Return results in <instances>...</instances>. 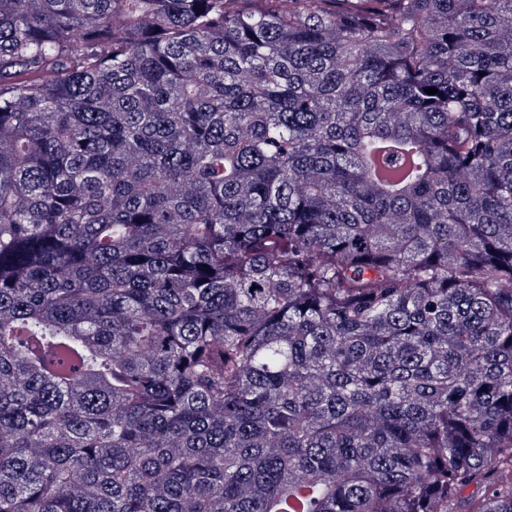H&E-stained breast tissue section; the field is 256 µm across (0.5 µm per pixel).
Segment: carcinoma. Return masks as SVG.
I'll use <instances>...</instances> for the list:
<instances>
[{"mask_svg": "<svg viewBox=\"0 0 512 512\" xmlns=\"http://www.w3.org/2000/svg\"><path fill=\"white\" fill-rule=\"evenodd\" d=\"M0 512H512V0H0Z\"/></svg>", "mask_w": 512, "mask_h": 512, "instance_id": "carcinoma-1", "label": "carcinoma"}]
</instances>
